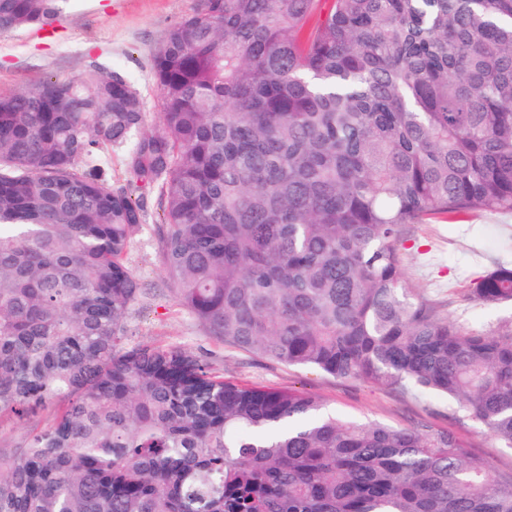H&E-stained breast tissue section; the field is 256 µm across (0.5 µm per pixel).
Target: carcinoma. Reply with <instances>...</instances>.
I'll return each instance as SVG.
<instances>
[{"mask_svg": "<svg viewBox=\"0 0 512 512\" xmlns=\"http://www.w3.org/2000/svg\"><path fill=\"white\" fill-rule=\"evenodd\" d=\"M198 0L153 60L160 127L101 61L0 95V512H512L452 431L124 346L157 193L180 304L224 345L456 402L512 448V328L409 285L406 229L512 213V0ZM68 0H0V32ZM125 182L112 186V156ZM471 299L512 301V268ZM58 405L49 403L40 407L30 420L24 423H17L6 414L0 424V448H12L24 443L28 436L29 429L35 425L43 426L52 421Z\"/></svg>", "mask_w": 512, "mask_h": 512, "instance_id": "carcinoma-1", "label": "carcinoma"}]
</instances>
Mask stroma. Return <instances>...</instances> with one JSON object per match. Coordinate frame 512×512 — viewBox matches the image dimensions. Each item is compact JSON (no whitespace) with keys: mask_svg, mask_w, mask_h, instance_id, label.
Segmentation results:
<instances>
[{"mask_svg":"<svg viewBox=\"0 0 512 512\" xmlns=\"http://www.w3.org/2000/svg\"><path fill=\"white\" fill-rule=\"evenodd\" d=\"M198 0H69L63 18L46 27L0 33V94L45 78L71 79L97 59L123 72L147 106V127L159 126L152 59L168 29L192 14ZM156 211L134 234L126 262L141 294L126 317V345L152 343L192 353L225 379L317 397L326 412L393 426L425 422L452 430L469 451L501 477L512 476V449L472 425L447 397L412 395L338 379L246 353L211 336L183 308L166 277L156 236ZM406 272L417 292L435 300L442 314L468 330L512 325V304L469 300L473 282L498 266H512V214H477L459 223L414 224L406 233Z\"/></svg>","mask_w":512,"mask_h":512,"instance_id":"stroma-1","label":"stroma"}]
</instances>
